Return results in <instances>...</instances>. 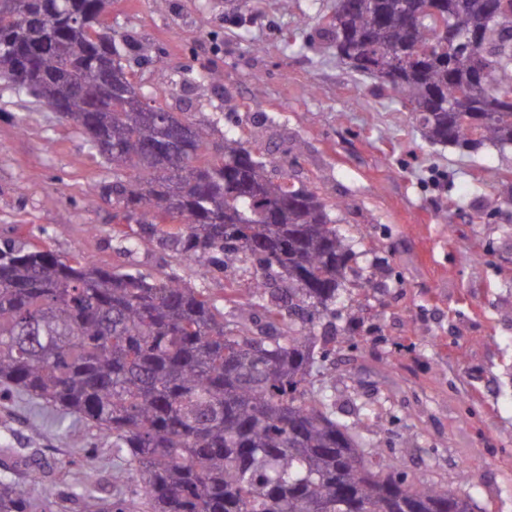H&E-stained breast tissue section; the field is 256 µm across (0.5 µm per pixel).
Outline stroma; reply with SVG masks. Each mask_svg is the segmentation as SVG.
Returning <instances> with one entry per match:
<instances>
[{
	"label": "stroma",
	"instance_id": "stroma-1",
	"mask_svg": "<svg viewBox=\"0 0 512 512\" xmlns=\"http://www.w3.org/2000/svg\"><path fill=\"white\" fill-rule=\"evenodd\" d=\"M336 0H112L104 17L125 38L122 62L151 104L209 127L330 203L356 253L349 293L322 318L317 350L336 408L366 410L363 435L409 480L464 486L475 512H512V147L469 153L430 145L409 108L340 63L321 28ZM221 72L214 83L208 71ZM112 169L47 104L0 81V246H45L153 276L176 270L185 286L249 310L259 269L175 264L88 193ZM139 246L126 253L128 238ZM373 287H365L364 278ZM61 414L26 395L0 401V443L53 478L59 460L108 442L77 423L64 445ZM474 464L467 484L460 469Z\"/></svg>",
	"mask_w": 512,
	"mask_h": 512
}]
</instances>
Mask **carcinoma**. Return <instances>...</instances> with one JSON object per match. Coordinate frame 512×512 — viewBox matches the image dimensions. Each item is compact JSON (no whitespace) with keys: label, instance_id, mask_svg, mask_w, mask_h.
Masks as SVG:
<instances>
[{"label":"carcinoma","instance_id":"carcinoma-1","mask_svg":"<svg viewBox=\"0 0 512 512\" xmlns=\"http://www.w3.org/2000/svg\"><path fill=\"white\" fill-rule=\"evenodd\" d=\"M10 0L0 10V79L39 98L66 76L84 87L60 106L112 164L100 199L179 262L222 269L248 256L288 275V288L254 293L266 327L228 317L176 272L150 278L90 258L64 261L27 244L0 249V398L24 393L96 428L112 444V490L20 474L3 462L0 512H474L457 488L392 473L361 433L365 411L336 415L315 387L317 319L331 311L353 256L327 203L288 180L240 140L198 163L208 130L183 112L114 108L112 72L125 69L105 0ZM80 15L94 35L62 20ZM451 25L480 38L456 56ZM336 54L410 107L423 137L475 151L512 144V7L501 0H336L324 28ZM288 301V314L281 302ZM139 490H128L129 479Z\"/></svg>","mask_w":512,"mask_h":512}]
</instances>
